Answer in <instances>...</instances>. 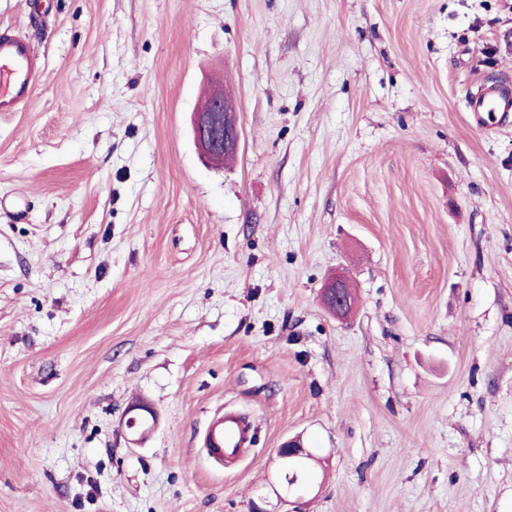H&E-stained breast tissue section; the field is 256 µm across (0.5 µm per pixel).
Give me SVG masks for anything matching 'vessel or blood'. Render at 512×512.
I'll list each match as a JSON object with an SVG mask.
<instances>
[{
    "mask_svg": "<svg viewBox=\"0 0 512 512\" xmlns=\"http://www.w3.org/2000/svg\"><path fill=\"white\" fill-rule=\"evenodd\" d=\"M42 77V62L32 42L13 31L0 29V112H14L26 103ZM470 114L475 128L485 132L512 122V86L494 85L473 98ZM250 432L234 414L212 422L207 454L216 462L237 457Z\"/></svg>",
    "mask_w": 512,
    "mask_h": 512,
    "instance_id": "1",
    "label": "vessel or blood"
}]
</instances>
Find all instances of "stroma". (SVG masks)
Segmentation results:
<instances>
[{
    "label": "stroma",
    "mask_w": 512,
    "mask_h": 512,
    "mask_svg": "<svg viewBox=\"0 0 512 512\" xmlns=\"http://www.w3.org/2000/svg\"><path fill=\"white\" fill-rule=\"evenodd\" d=\"M0 512H512V0H0ZM232 99L206 166L190 119ZM344 273L355 312L321 301ZM155 427L132 442L135 403ZM255 443L220 465L210 422ZM41 77L42 62L32 42L0 29V112H16ZM511 112L512 87L507 84L485 87L470 105L472 122L482 132L511 123ZM210 106L194 112L191 135L201 160L210 167L220 168L225 153H235L240 133L233 104L220 91H213ZM302 468H303L302 464H300L298 462H294V461H290L289 465H288V463L285 465V467L283 469L284 475L287 474L288 471L290 472L287 474L288 486H286L283 483L282 486L280 487V490L275 489L276 495L278 496L280 501L283 502L284 504L296 503L295 501H292L291 499L294 498L296 500H299L307 492V490L304 491L307 488V486L304 487L301 491H298L294 488V486L298 483V475L296 472H293V471H300ZM292 472H293V474L291 475Z\"/></svg>",
    "instance_id": "stroma-1"
}]
</instances>
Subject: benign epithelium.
I'll return each instance as SVG.
<instances>
[{
    "label": "benign epithelium",
    "mask_w": 512,
    "mask_h": 512,
    "mask_svg": "<svg viewBox=\"0 0 512 512\" xmlns=\"http://www.w3.org/2000/svg\"><path fill=\"white\" fill-rule=\"evenodd\" d=\"M210 106L192 115L191 135L198 154L204 164L220 168L224 163V154L237 151L240 133L236 123L233 104L220 91L208 96ZM323 299L328 309L338 319H345L355 306L353 293L348 280L338 275L326 282L322 289ZM277 459H313V454L297 440H289L277 450ZM288 484L280 487L276 495L285 504L299 500L304 492L295 489L297 474L287 475Z\"/></svg>",
    "instance_id": "7a95c632"
}]
</instances>
